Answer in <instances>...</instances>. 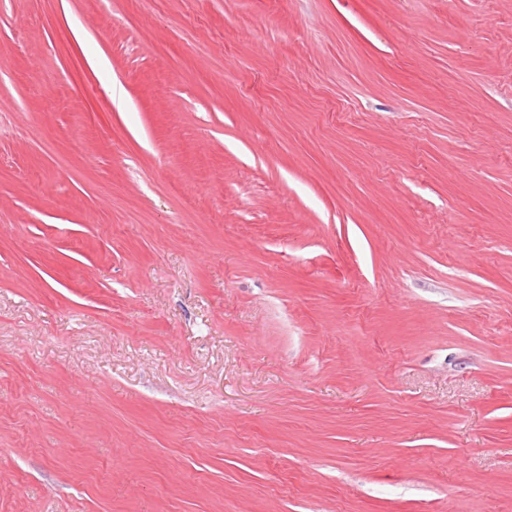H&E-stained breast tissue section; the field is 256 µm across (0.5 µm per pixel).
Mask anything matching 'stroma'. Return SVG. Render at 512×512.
<instances>
[{
    "label": "stroma",
    "mask_w": 512,
    "mask_h": 512,
    "mask_svg": "<svg viewBox=\"0 0 512 512\" xmlns=\"http://www.w3.org/2000/svg\"><path fill=\"white\" fill-rule=\"evenodd\" d=\"M1 99L0 512H512V0H0Z\"/></svg>",
    "instance_id": "35a3bbf8"
}]
</instances>
